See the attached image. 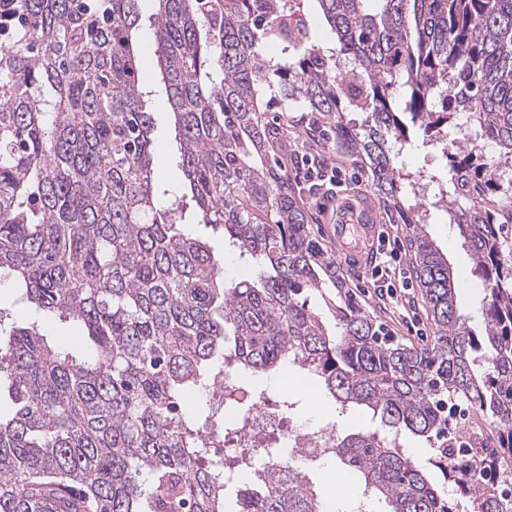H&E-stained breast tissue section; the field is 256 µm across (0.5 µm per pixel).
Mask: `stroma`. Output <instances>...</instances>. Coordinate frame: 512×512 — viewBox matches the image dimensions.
Masks as SVG:
<instances>
[{"label": "stroma", "mask_w": 512, "mask_h": 512, "mask_svg": "<svg viewBox=\"0 0 512 512\" xmlns=\"http://www.w3.org/2000/svg\"><path fill=\"white\" fill-rule=\"evenodd\" d=\"M144 51L141 80L149 90L148 107L154 118L153 139L155 142L156 170L160 179L172 190L182 188V176L178 167L179 144L175 139V129L171 108L165 87L152 68L153 33L149 25H141L137 32ZM265 117L270 125L279 132L277 144L271 155L277 160L288 177V184L313 217L311 223L314 234L322 241H329L328 226L322 221L318 201L328 193V186H317L306 177L301 166V156L320 155L322 160L340 167L345 192L371 191V178L365 163L360 159L336 152L329 136L309 137L308 128L312 124L309 113L300 111L298 106L285 105L272 100L267 105ZM427 231L431 238L447 254L449 262L457 271L460 281L459 307L470 327L483 331L484 322L481 307L486 292L471 270L473 263L469 252L459 240L458 231L440 214H433ZM340 268L348 284L363 308L381 324L385 332L406 344H424L429 342L434 328L427 315L426 305L419 285L398 292L390 298L380 295L371 282L370 269L357 270L348 263ZM256 389L277 401H291L297 408L292 418L294 425L313 428L321 425L333 426L336 432L349 433L360 429H378L379 423L371 413L342 409L328 396H321L319 405H311L301 398L295 388L271 386L269 380L261 379L255 383Z\"/></svg>", "instance_id": "1"}]
</instances>
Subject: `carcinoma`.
<instances>
[{
    "mask_svg": "<svg viewBox=\"0 0 512 512\" xmlns=\"http://www.w3.org/2000/svg\"><path fill=\"white\" fill-rule=\"evenodd\" d=\"M155 56L186 184L170 204L154 167L134 31L139 0H14L0 19V274L37 313L78 323L85 356L50 345L38 322L0 318V512H226L238 477L211 454L209 402L285 365L383 433L332 435L331 455L388 512H462L399 444L440 437L466 402L499 448L448 442L435 464L469 512H512V0H310L330 43L272 26L302 0H155ZM280 54L264 57L263 41ZM400 89L394 95V88ZM276 93L325 120L336 148L363 160L380 202L407 225L410 259L435 326L424 345L395 341L348 289L336 257L270 154L262 98ZM361 116V123L344 113ZM441 158L429 197L402 173L410 128ZM486 142L498 152L487 171ZM469 202L464 208L460 200ZM444 213L484 290V333L459 312V280L426 231ZM224 229L246 280L188 225ZM336 290V329L304 294ZM251 451L255 476L235 512H324L291 448Z\"/></svg>",
    "mask_w": 512,
    "mask_h": 512,
    "instance_id": "carcinoma-1",
    "label": "carcinoma"
}]
</instances>
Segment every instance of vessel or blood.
Here are the masks:
<instances>
[{
  "mask_svg": "<svg viewBox=\"0 0 512 512\" xmlns=\"http://www.w3.org/2000/svg\"><path fill=\"white\" fill-rule=\"evenodd\" d=\"M327 221L338 254L355 266H364L379 234V214L371 197L360 193L342 201L328 214Z\"/></svg>",
  "mask_w": 512,
  "mask_h": 512,
  "instance_id": "obj_1",
  "label": "vessel or blood"
}]
</instances>
